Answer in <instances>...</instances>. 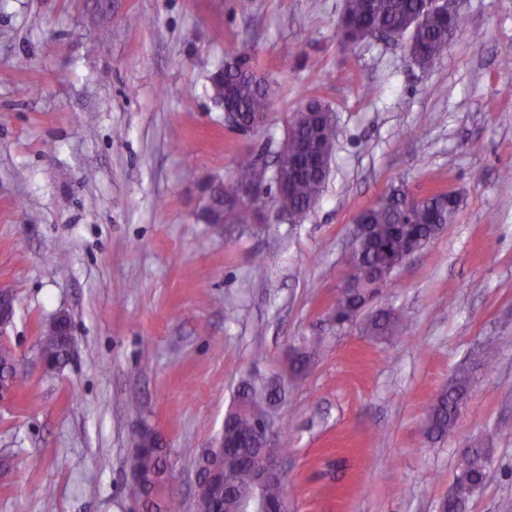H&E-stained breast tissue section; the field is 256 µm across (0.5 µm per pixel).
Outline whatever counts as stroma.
<instances>
[{
    "instance_id": "35a3bbf8",
    "label": "stroma",
    "mask_w": 512,
    "mask_h": 512,
    "mask_svg": "<svg viewBox=\"0 0 512 512\" xmlns=\"http://www.w3.org/2000/svg\"><path fill=\"white\" fill-rule=\"evenodd\" d=\"M455 6L466 26L424 72L406 40L344 44V0H0V338L28 371L0 403V512H127L143 425L196 512L198 459L250 378L282 387L290 512H437L479 440L493 462L466 512H512V0ZM231 54L271 85L248 132L212 96ZM306 96L339 128L314 208L288 221L271 188L261 222L210 223L212 187L242 153L274 163ZM399 186L463 205L368 304L402 320L376 341L332 307L355 217ZM61 312L74 346L48 371L40 327ZM469 368L453 432L429 439L430 404Z\"/></svg>"
}]
</instances>
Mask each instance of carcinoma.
<instances>
[{
  "label": "carcinoma",
  "instance_id": "obj_1",
  "mask_svg": "<svg viewBox=\"0 0 512 512\" xmlns=\"http://www.w3.org/2000/svg\"><path fill=\"white\" fill-rule=\"evenodd\" d=\"M424 0H345L341 18L343 40L346 44L376 37V33L409 26L422 12ZM465 26L461 15L447 18L431 15L410 38L415 47L410 50L413 65L423 71L433 70L448 50L451 39ZM214 99L227 112H235L246 125L263 122L270 108L268 83L257 78L246 61L236 58L222 67V77L211 79ZM286 134L279 153L283 155L286 184L276 195L278 211L290 218L300 219L312 209L325 187L334 154L337 124L334 112L320 100L309 97L289 116ZM273 176L264 170L250 153L237 162L224 194V223L253 224L257 213L249 199L238 196L248 188L260 195L267 191ZM461 207L458 195L435 191L409 199L402 189H394L373 206L361 211L357 219L365 230L356 244L355 256L367 271L365 279L352 288H343L336 297L335 310L341 322H361L365 335L375 340H387L396 335L400 317L386 310L363 315L369 301L378 294L392 271L390 259L410 246L427 245L446 224L454 222ZM40 350L61 366L69 354L58 335L57 320L52 318L42 326ZM25 369L19 365L14 350L0 342V385L14 388L22 385ZM472 372L459 373L436 395L425 420L427 437L438 440L451 432L460 403L468 394ZM239 403L245 405L254 418L265 416L273 402L272 387L267 383L246 381L238 390ZM143 429L135 431L130 462L150 493L149 512H182L181 501L167 493H152L153 487L166 488L172 476L173 464L169 452L160 443L142 446ZM492 462L490 449L474 447L467 467L458 472L454 488V503L448 512H457L456 505L464 504L481 487V479ZM228 497L224 512H267L284 496L283 481L263 484L255 481L251 469L233 466L227 471Z\"/></svg>",
  "mask_w": 512,
  "mask_h": 512
}]
</instances>
